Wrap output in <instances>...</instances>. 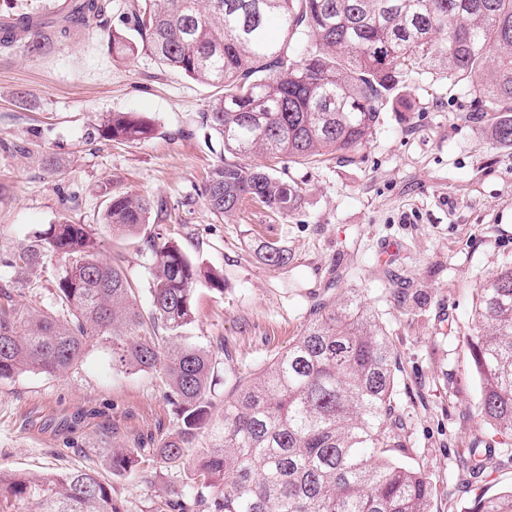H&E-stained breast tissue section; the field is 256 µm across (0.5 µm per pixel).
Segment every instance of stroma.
<instances>
[{
	"mask_svg": "<svg viewBox=\"0 0 512 512\" xmlns=\"http://www.w3.org/2000/svg\"><path fill=\"white\" fill-rule=\"evenodd\" d=\"M413 109H386L367 141L344 156L279 164L302 189L282 215L245 205L215 218L201 195L224 147L203 124L214 87L180 76L148 51L119 59L95 28L45 54L0 45V258L32 232L72 220L95 227L100 254L121 256L149 308L150 273L141 239L113 237L98 219L109 195L164 198L168 225L184 251L223 272L224 290L196 288L185 333L224 349L218 395L284 352L316 304L358 297L384 326L396 354L398 461L425 471L436 493L431 512H463L479 494L512 487V444L497 446L482 478L462 460L476 440L478 380L465 343L475 292L512 263V147L493 142L498 115L475 112L447 75H411ZM112 112H138L153 138L104 141L93 128ZM288 251L266 264L263 243ZM398 249L388 261L387 243ZM176 423L154 372L112 363L96 342L66 374L24 372L0 380V468L55 474L96 470L127 512L185 485L184 470L160 466L151 483L112 473L106 448H152Z\"/></svg>",
	"mask_w": 512,
	"mask_h": 512,
	"instance_id": "stroma-1",
	"label": "stroma"
}]
</instances>
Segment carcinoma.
<instances>
[{"instance_id":"1","label":"carcinoma","mask_w":512,"mask_h":512,"mask_svg":"<svg viewBox=\"0 0 512 512\" xmlns=\"http://www.w3.org/2000/svg\"><path fill=\"white\" fill-rule=\"evenodd\" d=\"M66 15L34 26L0 22V44L20 30L27 51L102 28L112 0H69ZM140 42L117 29L107 42L118 57L144 47L171 71L218 88L203 119L223 141L224 157L203 186L217 218L244 204L286 214L301 188L245 159L286 162L345 154L363 144L388 106L410 108L401 94L411 74L444 70L469 86L476 112H498L493 140L512 145V0H136ZM277 23L280 36L271 33ZM136 112H112L96 128L106 141L152 137ZM162 198H108L99 223L136 237L167 217ZM151 306L137 304L133 281L116 261L99 257L94 229L66 220L33 233L5 263L0 286V379L23 372L58 376L89 343H112V362L160 370L177 416L149 455L114 448V474L148 482L160 463L188 464L192 492L173 490L151 512H430L426 473L396 461L402 447L392 423L395 353L375 316L352 298L318 308L288 347L235 390L216 400L213 351L186 342L195 318V287L224 290V276L193 263L175 230L144 238ZM270 265L288 250L261 246ZM63 260L53 309L34 301L29 271ZM477 321L466 350L480 381L477 425L498 444L512 442V264L476 289ZM494 449L474 444L472 470ZM35 500L38 512H126L97 472L53 477L0 469V512ZM468 512H512V489L474 499Z\"/></svg>"}]
</instances>
